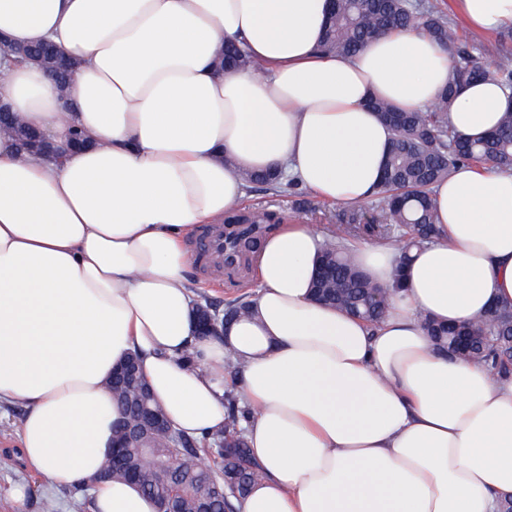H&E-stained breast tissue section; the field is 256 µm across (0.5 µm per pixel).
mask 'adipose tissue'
Masks as SVG:
<instances>
[{"label": "adipose tissue", "instance_id": "1", "mask_svg": "<svg viewBox=\"0 0 512 512\" xmlns=\"http://www.w3.org/2000/svg\"><path fill=\"white\" fill-rule=\"evenodd\" d=\"M457 5L471 30L512 24V0ZM328 17L326 0H0L1 41L50 40L79 64L72 111L34 66L0 77V102L91 142L48 162L0 134V403L24 405L23 457L47 484L93 482V512H157L139 486L97 478L123 418L109 379L133 352L191 437L223 430L233 359L263 472L240 512H498L512 495V374L439 351L423 324L512 302V173L458 165L434 188L439 239L409 262L357 247L389 293L377 326L315 300L323 238L286 223L255 260L249 314L196 332L182 242L239 205L242 173L367 201L391 139L370 99L420 108L447 85L450 58L424 32L345 58L318 49ZM227 43L263 72L220 71ZM508 110L512 89L475 83L448 126L478 138Z\"/></svg>", "mask_w": 512, "mask_h": 512}]
</instances>
